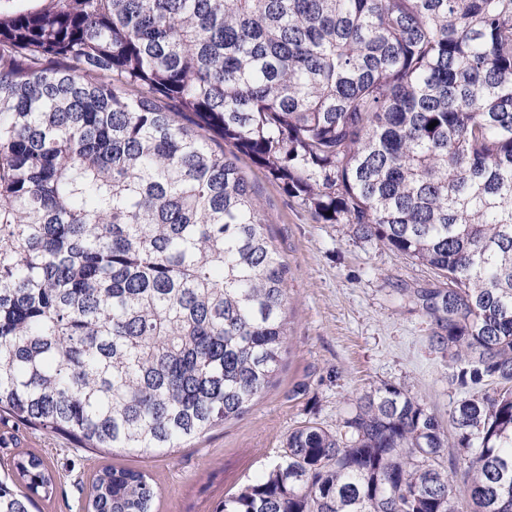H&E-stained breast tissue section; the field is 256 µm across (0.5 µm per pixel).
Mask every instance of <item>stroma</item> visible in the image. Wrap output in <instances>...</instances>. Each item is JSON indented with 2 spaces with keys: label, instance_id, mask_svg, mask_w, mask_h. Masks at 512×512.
<instances>
[{
  "label": "stroma",
  "instance_id": "obj_1",
  "mask_svg": "<svg viewBox=\"0 0 512 512\" xmlns=\"http://www.w3.org/2000/svg\"><path fill=\"white\" fill-rule=\"evenodd\" d=\"M239 166L261 193L288 265V340L281 370L242 418L167 454L95 452L70 439L0 420V477L33 454L55 475L52 497L34 512H82L105 466L145 472L158 489L153 512H215L280 455L288 433L308 422L336 431L351 404L383 383L409 389L440 420L461 394L452 366L429 343L431 326L401 294L435 281L433 271L346 224H327L246 156Z\"/></svg>",
  "mask_w": 512,
  "mask_h": 512
}]
</instances>
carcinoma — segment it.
Listing matches in <instances>:
<instances>
[{"label": "carcinoma", "instance_id": "cac0c4a2", "mask_svg": "<svg viewBox=\"0 0 512 512\" xmlns=\"http://www.w3.org/2000/svg\"><path fill=\"white\" fill-rule=\"evenodd\" d=\"M23 2L0 0V413L144 453L250 408L288 265L242 154L446 279L405 296L462 397L446 426L384 383L217 512H458L450 466L472 512H512V0ZM13 478L0 512L53 493L35 455ZM156 497L105 466L87 512Z\"/></svg>", "mask_w": 512, "mask_h": 512}]
</instances>
